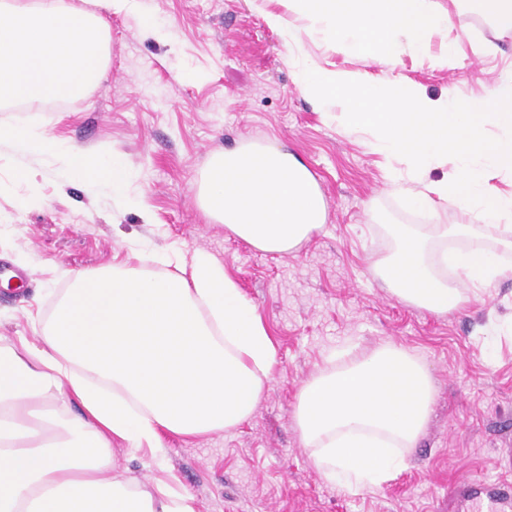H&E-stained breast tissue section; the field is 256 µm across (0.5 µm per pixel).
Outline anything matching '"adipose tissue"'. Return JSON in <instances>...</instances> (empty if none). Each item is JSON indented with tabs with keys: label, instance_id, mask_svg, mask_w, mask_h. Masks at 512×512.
<instances>
[{
	"label": "adipose tissue",
	"instance_id": "1",
	"mask_svg": "<svg viewBox=\"0 0 512 512\" xmlns=\"http://www.w3.org/2000/svg\"><path fill=\"white\" fill-rule=\"evenodd\" d=\"M137 0H0V105L84 96L104 78L110 28L102 9ZM32 178L49 157L119 206L122 161L59 142L32 125L0 126V145ZM198 204L208 221L267 253L296 250L327 203L286 147L260 140L211 153ZM159 270L123 263L69 272L37 342L0 344V512H194L164 481L114 476L113 444L157 448L246 422L271 380L276 346L251 301L208 250L158 255Z\"/></svg>",
	"mask_w": 512,
	"mask_h": 512
}]
</instances>
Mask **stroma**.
Instances as JSON below:
<instances>
[{
    "label": "stroma",
    "instance_id": "obj_1",
    "mask_svg": "<svg viewBox=\"0 0 512 512\" xmlns=\"http://www.w3.org/2000/svg\"><path fill=\"white\" fill-rule=\"evenodd\" d=\"M150 12L153 28L140 25ZM280 0H138L107 14L111 59L101 84L63 103L0 106V124L36 125L52 138L132 169L144 223L109 196L30 160L31 182L14 179L0 149V262L25 286L0 283V338L33 333L68 286L66 271L91 270L172 249L212 251L257 308L277 347L272 381L253 415L227 433L186 439L161 432L163 448L114 445L115 476L151 488L164 478L190 494L195 512H459L451 493L465 477H502L512 448V278L483 301L432 314L397 301L370 266L391 247L385 218L399 224H462L458 210H411L388 187L383 159L363 139L325 122L300 93L284 42L265 21ZM453 53L454 68L437 57ZM398 76L427 96L484 97L512 76V32L494 34L466 10L428 51L404 53ZM284 145L309 169L327 202L326 221L296 251L257 250L209 223L196 182L206 156L250 140ZM38 193L44 204L20 208ZM394 342L418 355L437 394L428 424L392 480L348 493L314 467L293 424L297 393L336 351Z\"/></svg>",
    "mask_w": 512,
    "mask_h": 512
}]
</instances>
